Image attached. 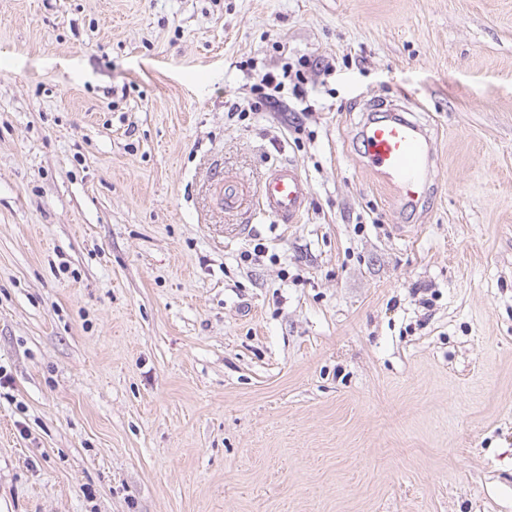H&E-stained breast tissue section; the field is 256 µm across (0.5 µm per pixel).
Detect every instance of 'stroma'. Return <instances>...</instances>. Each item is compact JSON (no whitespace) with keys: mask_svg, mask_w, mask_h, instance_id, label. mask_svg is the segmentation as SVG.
Masks as SVG:
<instances>
[{"mask_svg":"<svg viewBox=\"0 0 512 512\" xmlns=\"http://www.w3.org/2000/svg\"><path fill=\"white\" fill-rule=\"evenodd\" d=\"M0 367V512H512V0H0ZM288 78V69L282 68V75L276 73L274 69H268L258 76V82L252 86V92L256 94L259 102L271 104L275 102L276 94L280 93V89L284 84L283 79ZM361 144L362 163L390 190L398 208L423 203L433 179L435 146L421 122L395 114L371 116ZM309 187L297 167H275L258 185L254 203L258 209L282 224H298L305 212ZM213 192L229 213H238L249 202V192L236 178L217 173L213 179Z\"/></svg>","mask_w":512,"mask_h":512,"instance_id":"1","label":"stroma"}]
</instances>
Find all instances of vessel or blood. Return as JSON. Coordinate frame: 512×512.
<instances>
[{"label": "vessel or blood", "mask_w": 512, "mask_h": 512, "mask_svg": "<svg viewBox=\"0 0 512 512\" xmlns=\"http://www.w3.org/2000/svg\"><path fill=\"white\" fill-rule=\"evenodd\" d=\"M361 144L362 163L390 190L398 208L423 203L433 179L435 146L421 122L395 114L370 117ZM213 192L228 212H239L252 202L283 224L300 223L309 198L307 182L291 164L269 171L252 193L236 178L216 175Z\"/></svg>", "instance_id": "vessel-or-blood-1"}]
</instances>
